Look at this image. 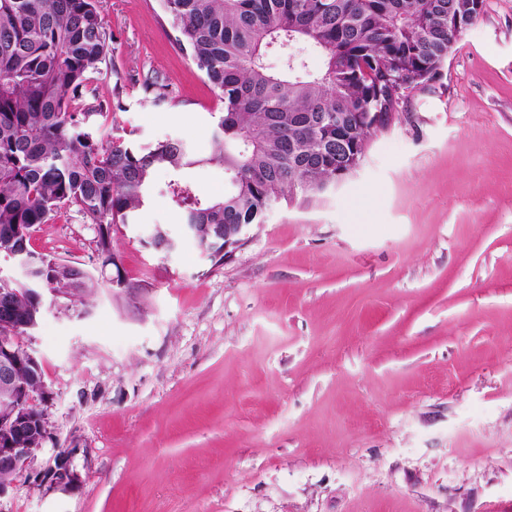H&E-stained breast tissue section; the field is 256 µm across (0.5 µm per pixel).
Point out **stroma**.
Listing matches in <instances>:
<instances>
[{
	"mask_svg": "<svg viewBox=\"0 0 512 512\" xmlns=\"http://www.w3.org/2000/svg\"><path fill=\"white\" fill-rule=\"evenodd\" d=\"M100 5L103 134L182 137L205 159L183 177L222 197V106L160 0ZM170 176L113 231L118 266L74 209L37 227L34 251L97 285L26 340L48 437L0 512H512V0H485L356 171L275 205L231 259L182 237ZM158 224L172 255L143 244Z\"/></svg>",
	"mask_w": 512,
	"mask_h": 512,
	"instance_id": "stroma-1",
	"label": "stroma"
}]
</instances>
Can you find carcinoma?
I'll return each instance as SVG.
<instances>
[{
  "label": "carcinoma",
  "instance_id": "1",
  "mask_svg": "<svg viewBox=\"0 0 512 512\" xmlns=\"http://www.w3.org/2000/svg\"><path fill=\"white\" fill-rule=\"evenodd\" d=\"M464 2L162 0L175 42L222 104L211 147L229 190L206 200L177 176L167 184L199 244L219 224H260L270 206L344 176L347 154L373 133L367 113L392 115L405 92L441 75L456 41L448 16ZM110 40L98 0H0V249L35 269L10 288L83 300L89 270H63L31 250L30 232L71 207L98 226V253L110 264L112 227L135 223L154 170L207 162L178 136L138 148L93 134L104 112L86 102L88 75L101 72ZM293 44L321 51V70L284 53ZM275 52L278 70L266 64Z\"/></svg>",
  "mask_w": 512,
  "mask_h": 512
}]
</instances>
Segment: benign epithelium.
<instances>
[{"label":"benign epithelium","instance_id":"obj_1","mask_svg":"<svg viewBox=\"0 0 512 512\" xmlns=\"http://www.w3.org/2000/svg\"><path fill=\"white\" fill-rule=\"evenodd\" d=\"M468 12L458 13L452 23L455 34L459 35L474 23L482 10L481 0L466 6ZM245 224L224 225V247L207 248L202 255L207 258L230 257L244 244ZM17 288L0 289V326L6 330L0 334V472L24 473L45 443L48 435L47 417L44 410L37 406V400L43 399L44 387L29 390L27 384L15 373L16 361L25 356L35 370H40L38 359L24 343L28 331L36 327V320L23 325L15 324L14 296ZM23 330L15 333L12 325Z\"/></svg>","mask_w":512,"mask_h":512}]
</instances>
